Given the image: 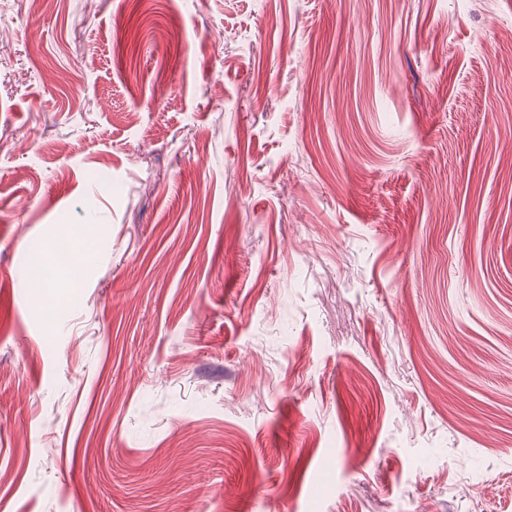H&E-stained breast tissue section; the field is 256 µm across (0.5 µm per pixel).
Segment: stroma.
<instances>
[{
	"instance_id": "35a3bbf8",
	"label": "stroma",
	"mask_w": 512,
	"mask_h": 512,
	"mask_svg": "<svg viewBox=\"0 0 512 512\" xmlns=\"http://www.w3.org/2000/svg\"><path fill=\"white\" fill-rule=\"evenodd\" d=\"M0 473L512 512V0H0Z\"/></svg>"
}]
</instances>
